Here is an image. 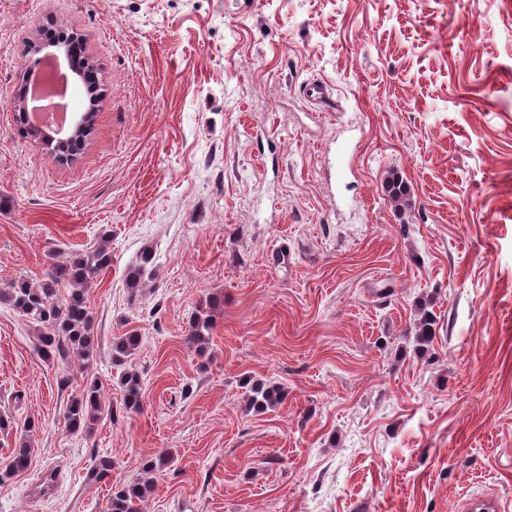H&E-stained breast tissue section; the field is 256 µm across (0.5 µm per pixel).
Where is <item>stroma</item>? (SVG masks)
<instances>
[{
	"label": "stroma",
	"mask_w": 512,
	"mask_h": 512,
	"mask_svg": "<svg viewBox=\"0 0 512 512\" xmlns=\"http://www.w3.org/2000/svg\"><path fill=\"white\" fill-rule=\"evenodd\" d=\"M50 28L84 37L105 92L72 164L12 106ZM106 232L90 372L120 402L112 343L137 329L142 407L69 430L79 362L0 304V470L32 448L0 512H104L161 453L142 512H512V0H0V287ZM249 379L284 403L251 410ZM153 258L151 247H146L142 250L139 261L128 268L125 282L131 292H136L139 291L140 288H143L144 276L148 268L152 265ZM217 307V299L209 300L205 303L204 307H199L189 326L190 334L187 338L189 343L196 344L198 348L209 343L210 333L214 325V316L211 313Z\"/></svg>",
	"instance_id": "obj_1"
}]
</instances>
